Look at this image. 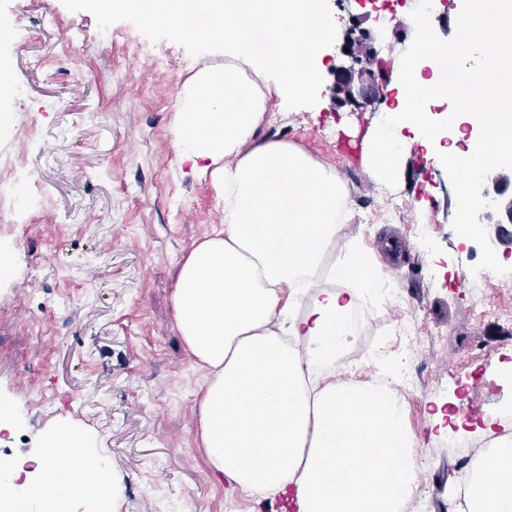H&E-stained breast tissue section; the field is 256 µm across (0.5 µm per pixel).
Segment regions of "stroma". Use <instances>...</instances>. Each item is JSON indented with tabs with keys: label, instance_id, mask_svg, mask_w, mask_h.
Here are the masks:
<instances>
[{
	"label": "stroma",
	"instance_id": "1",
	"mask_svg": "<svg viewBox=\"0 0 512 512\" xmlns=\"http://www.w3.org/2000/svg\"><path fill=\"white\" fill-rule=\"evenodd\" d=\"M364 0H341L340 31L363 18L381 54L407 55L416 10L365 17ZM10 21L0 36V154L17 162L0 176L21 207L0 230V400L12 430L0 449L38 454L65 420L120 481L115 512H278L267 497L232 489L213 473L199 444L198 408L210 377L188 350L173 312L175 268L193 246L221 231L223 204L172 147L188 81L200 70L234 64L267 93L258 137L304 151L338 175L348 218L324 270L296 297L304 311L331 287L326 269L348 248L366 252L381 279L407 296L379 299L362 316L348 348L352 366L336 373L385 374L414 385L406 427L420 449L419 499L409 512H453L464 463L430 407L467 397L478 414L512 407V252L493 246L492 228L462 236L455 170L406 149L389 179L338 151L344 127L371 125L381 111L336 107L331 86L344 58L327 48L317 104L287 109L274 80L223 54L191 58L178 45L150 43L131 24L99 33L92 14L62 0H0ZM487 277L477 296L466 283ZM414 345L400 339L408 313Z\"/></svg>",
	"mask_w": 512,
	"mask_h": 512
}]
</instances>
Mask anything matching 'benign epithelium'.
Masks as SVG:
<instances>
[{"instance_id": "7a95c632", "label": "benign epithelium", "mask_w": 512, "mask_h": 512, "mask_svg": "<svg viewBox=\"0 0 512 512\" xmlns=\"http://www.w3.org/2000/svg\"><path fill=\"white\" fill-rule=\"evenodd\" d=\"M345 47L348 51L343 56L349 64L336 67V100L341 105L361 110L379 100L392 72L373 46L370 30L359 29L358 35L350 36ZM511 187L512 164L487 169L471 183L473 195L484 202L479 223L495 226V242L510 249L512 233L507 226L512 224Z\"/></svg>"}]
</instances>
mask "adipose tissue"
Wrapping results in <instances>:
<instances>
[{"label":"adipose tissue","mask_w":512,"mask_h":512,"mask_svg":"<svg viewBox=\"0 0 512 512\" xmlns=\"http://www.w3.org/2000/svg\"><path fill=\"white\" fill-rule=\"evenodd\" d=\"M476 24L454 42L475 49L470 84L447 93L459 58L436 40L426 17L416 48L398 63L397 95L362 135L375 166L390 172L397 155L418 143L456 168L467 157L479 173L495 151L512 152V16L504 0H471ZM431 78H424L423 66ZM453 97L433 121L431 104ZM264 97L231 66L199 72L186 91L173 148L224 199V229L177 267L173 298L180 333L212 376L199 407V436L213 471L239 488L289 499L296 512H399L419 469L403 405L367 386L310 385L315 367L334 371L354 333L353 306L376 287L370 261L350 254L330 267L340 281L317 291L305 312L289 315L298 288L317 273L340 226L344 188L335 173L301 149L258 138ZM88 433L61 423L48 437L53 455L26 472L24 497L0 477V506L27 512H76L89 494ZM512 506V439L477 457L455 512H504Z\"/></svg>","instance_id":"ef3b65f1"}]
</instances>
